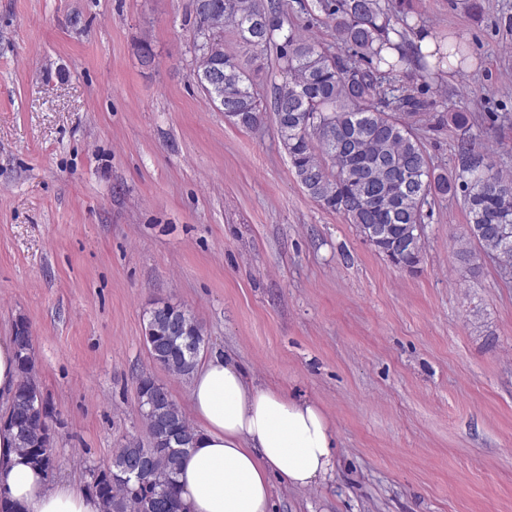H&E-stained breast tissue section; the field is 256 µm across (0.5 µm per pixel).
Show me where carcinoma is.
<instances>
[{
    "label": "carcinoma",
    "mask_w": 512,
    "mask_h": 512,
    "mask_svg": "<svg viewBox=\"0 0 512 512\" xmlns=\"http://www.w3.org/2000/svg\"><path fill=\"white\" fill-rule=\"evenodd\" d=\"M209 65L223 72L221 94L229 121L243 129L259 126L266 114L253 80L238 59L224 51V30L258 51L252 62L264 65L262 52L276 48L278 72L271 109L280 140L296 177L307 195L327 210L342 214L363 240L392 264L414 269L424 241L417 226L425 225L430 199L462 192L468 210L465 235L454 236L453 255L464 272L479 269L478 253L512 266V176L486 162L476 143L458 147L459 171L450 179L436 172L413 128L395 116L419 111L424 102L410 95L386 99L390 75L416 62L419 77L430 79L431 67L419 52L402 53L394 61L382 51L392 47L390 35L404 38L417 15L414 0H399L402 27L380 0H312L306 11L323 13L333 24L336 43L352 50L347 63L315 39L288 23L285 0H211ZM182 336L168 332L166 316L147 312L145 340L152 358L170 372L187 377L203 346L204 328L187 313ZM19 383L12 398L8 424L28 461L51 471L53 433L47 401L37 409L40 388L33 350H16ZM137 408L149 432V446L137 443L117 448L110 462L89 470L87 488L102 504V512H182L177 473L195 431L167 389L149 377L137 380ZM143 455L149 469L130 487L123 482L129 461Z\"/></svg>",
    "instance_id": "obj_1"
}]
</instances>
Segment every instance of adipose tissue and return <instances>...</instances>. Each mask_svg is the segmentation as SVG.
<instances>
[{
    "instance_id": "ef3b65f1",
    "label": "adipose tissue",
    "mask_w": 512,
    "mask_h": 512,
    "mask_svg": "<svg viewBox=\"0 0 512 512\" xmlns=\"http://www.w3.org/2000/svg\"><path fill=\"white\" fill-rule=\"evenodd\" d=\"M190 409L197 441L182 457L183 512H272V482L307 489L331 478L336 433L317 403L255 384L224 355L196 364ZM0 500L19 512H102L84 486L50 483L0 424Z\"/></svg>"
}]
</instances>
